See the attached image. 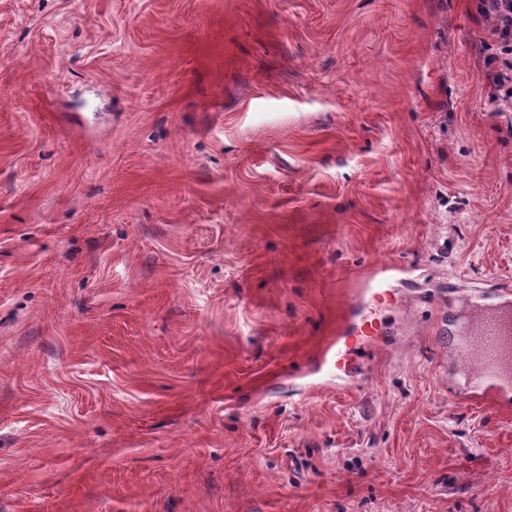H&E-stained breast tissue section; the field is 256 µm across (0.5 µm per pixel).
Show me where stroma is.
Returning <instances> with one entry per match:
<instances>
[{
    "label": "stroma",
    "mask_w": 512,
    "mask_h": 512,
    "mask_svg": "<svg viewBox=\"0 0 512 512\" xmlns=\"http://www.w3.org/2000/svg\"><path fill=\"white\" fill-rule=\"evenodd\" d=\"M479 6L0 0V512H512L452 345L512 285ZM375 333L373 321L368 314L362 315L358 322L351 324L345 329L342 336L343 343L336 351V368L346 370L350 361L351 352L358 345L368 342Z\"/></svg>",
    "instance_id": "35a3bbf8"
}]
</instances>
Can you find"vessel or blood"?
<instances>
[{
  "label": "vessel or blood",
  "instance_id": "obj_1",
  "mask_svg": "<svg viewBox=\"0 0 512 512\" xmlns=\"http://www.w3.org/2000/svg\"><path fill=\"white\" fill-rule=\"evenodd\" d=\"M374 332L373 322L366 314L348 326L336 351L337 369H346L352 351L368 342ZM454 348L475 361L466 373L470 399L487 400L493 391L512 387V310L479 314L455 338Z\"/></svg>",
  "mask_w": 512,
  "mask_h": 512
}]
</instances>
